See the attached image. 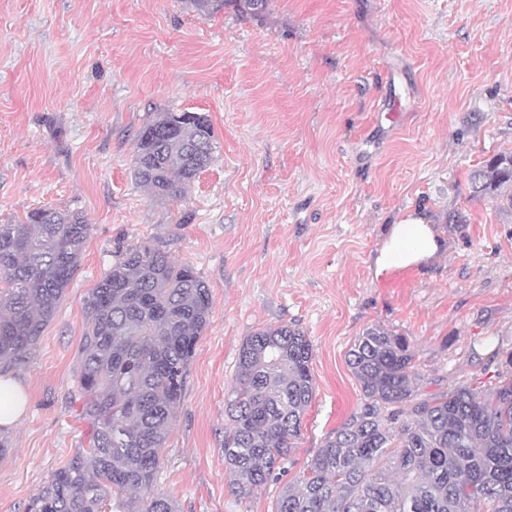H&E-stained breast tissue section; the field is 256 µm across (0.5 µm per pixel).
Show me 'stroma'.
Listing matches in <instances>:
<instances>
[{
    "label": "stroma",
    "instance_id": "stroma-1",
    "mask_svg": "<svg viewBox=\"0 0 512 512\" xmlns=\"http://www.w3.org/2000/svg\"><path fill=\"white\" fill-rule=\"evenodd\" d=\"M162 110L206 113L216 156L166 205L132 179L137 133ZM504 151L512 0H271L259 19L182 0H0V224L49 207L90 226L53 320L8 369L29 406L0 430V512H28L87 445L83 300L120 246L191 266L212 298L152 488L178 512H276L360 405L345 356L369 326L407 338L419 393L490 391L512 354V210L471 197L468 176ZM413 211L445 250L393 287L374 258ZM279 325L310 339L315 396L286 472L242 500L224 400L244 340Z\"/></svg>",
    "mask_w": 512,
    "mask_h": 512
}]
</instances>
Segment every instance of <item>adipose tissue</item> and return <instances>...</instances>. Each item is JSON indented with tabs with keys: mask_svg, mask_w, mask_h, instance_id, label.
<instances>
[{
	"mask_svg": "<svg viewBox=\"0 0 512 512\" xmlns=\"http://www.w3.org/2000/svg\"><path fill=\"white\" fill-rule=\"evenodd\" d=\"M443 240L433 225L411 212L392 224L374 259L375 274L394 268L419 267L434 259Z\"/></svg>",
	"mask_w": 512,
	"mask_h": 512,
	"instance_id": "1",
	"label": "adipose tissue"
}]
</instances>
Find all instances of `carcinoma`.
<instances>
[{
  "label": "carcinoma",
  "mask_w": 512,
  "mask_h": 512,
  "mask_svg": "<svg viewBox=\"0 0 512 512\" xmlns=\"http://www.w3.org/2000/svg\"><path fill=\"white\" fill-rule=\"evenodd\" d=\"M211 17L231 5L262 16L269 0H184ZM152 112L133 176L160 204L185 197L216 160L208 116ZM471 196L512 208V152L469 175ZM89 224L37 209L0 224V365L23 360L66 295ZM210 290L189 265L150 246L119 252L84 302L78 389L88 447L79 448L30 512H178L169 496L138 498L157 479L187 370L211 315ZM313 345L269 327L242 343L225 397L224 463L250 499L284 468L315 394ZM361 405L324 441L276 512H512V354L489 394L468 386L422 397L407 339L377 324L350 348Z\"/></svg>",
  "instance_id": "1"
}]
</instances>
